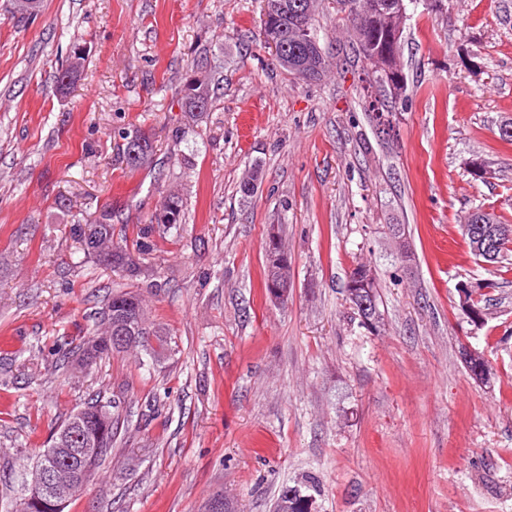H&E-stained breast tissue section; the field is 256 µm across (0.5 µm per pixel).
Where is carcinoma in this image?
Segmentation results:
<instances>
[{"mask_svg": "<svg viewBox=\"0 0 512 512\" xmlns=\"http://www.w3.org/2000/svg\"><path fill=\"white\" fill-rule=\"evenodd\" d=\"M299 2L309 4L303 11V18L308 29L310 42L302 45L296 40L298 22L291 14L280 16V21L274 31L275 37L288 43L289 62L293 63L305 52L314 53L319 47V41L313 33L317 0H288V4ZM368 12L366 23L359 29H349L352 47L366 65L364 90L374 86L389 90L394 100L408 101L407 82L400 62L401 38L388 40L389 33L397 28L393 17L373 8L380 0H356ZM83 60V54L78 53L69 61L67 67L57 76L59 88L65 90L77 78ZM218 83L215 75H191L186 78L180 98L181 110L191 119H200L210 111L213 101L214 89ZM123 143L121 153L123 162L130 169L147 165L153 156L154 140L146 133L136 130L121 134ZM105 220L98 218L90 224L78 225L77 237L84 256L98 263L120 268L129 278L139 275L140 267L135 255L148 254L154 250L155 243L150 240L152 229L140 231L136 240L135 251L114 241L112 212L103 211ZM183 200L177 194H169L164 201L156 223L168 231L182 223ZM512 257V236L500 239L496 246V256L492 261L494 267L509 261ZM357 266L366 268L361 278H355L356 271H351L347 278L345 291L347 299L354 305L358 317H363L355 298L364 295L377 306L372 318V329H377L382 321V313L378 309L381 303L379 284L372 277L369 263L361 261ZM128 320V330L125 332L128 343L121 349L108 345L110 336L116 333V324L119 320ZM143 351L152 359L158 361L171 353L170 340L161 327L148 324L145 300L136 291H123L112 295L108 302L103 318V327L94 336L88 338L80 347L82 362L88 364L98 358L109 355L128 354ZM110 402L99 398L91 399L81 408L85 417L84 429L80 431L84 443L89 447L112 448V442L118 432L120 420L114 417ZM312 502L310 496L304 495L295 487L284 489L276 505V512H311Z\"/></svg>", "mask_w": 512, "mask_h": 512, "instance_id": "1", "label": "carcinoma"}]
</instances>
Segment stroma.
Segmentation results:
<instances>
[{
  "label": "stroma",
  "mask_w": 512,
  "mask_h": 512,
  "mask_svg": "<svg viewBox=\"0 0 512 512\" xmlns=\"http://www.w3.org/2000/svg\"><path fill=\"white\" fill-rule=\"evenodd\" d=\"M444 4H407L409 101L387 140L332 0L315 21L327 72L308 82L275 66L260 0H43L22 22L0 0V497L21 496V464L97 394L123 427L66 512H275L288 486L312 512H512V271L485 289L456 224L477 206L512 222V0ZM214 64V103L189 124L182 86ZM133 129L156 140L151 167L121 161ZM173 192L183 222L138 278L85 258L75 224L111 210L132 244ZM272 224L292 259L284 302L263 284ZM359 261L378 273L375 332L344 292ZM463 283L485 292L482 323ZM120 290L142 294L171 355L80 365Z\"/></svg>",
  "instance_id": "35a3bbf8"
}]
</instances>
